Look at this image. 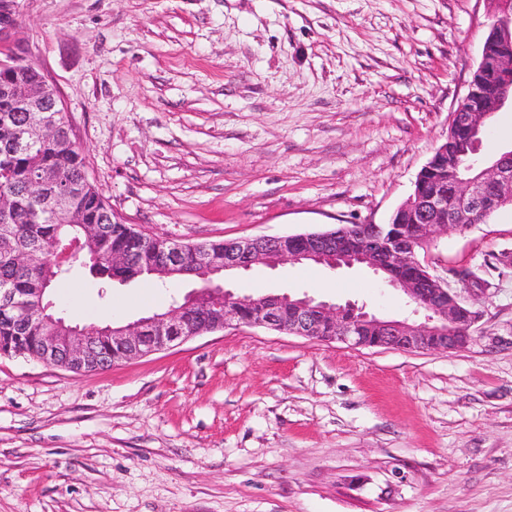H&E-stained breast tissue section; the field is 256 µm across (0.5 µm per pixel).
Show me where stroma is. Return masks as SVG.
I'll return each instance as SVG.
<instances>
[{
    "instance_id": "1",
    "label": "stroma",
    "mask_w": 512,
    "mask_h": 512,
    "mask_svg": "<svg viewBox=\"0 0 512 512\" xmlns=\"http://www.w3.org/2000/svg\"><path fill=\"white\" fill-rule=\"evenodd\" d=\"M9 48L57 88L115 215L184 242L385 224L448 136L484 0H18ZM418 260L478 313L466 348L258 327L73 373L0 356V512H512V209ZM235 294L405 295L359 267L256 265ZM75 267L51 291L89 311ZM195 282L157 287L129 324Z\"/></svg>"
}]
</instances>
